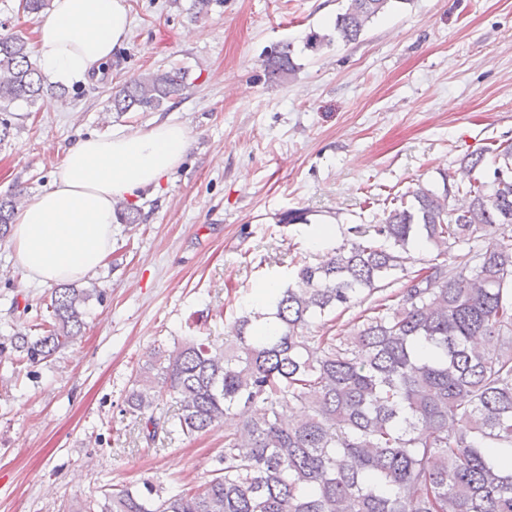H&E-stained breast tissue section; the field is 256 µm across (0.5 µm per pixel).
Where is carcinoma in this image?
Masks as SVG:
<instances>
[{"instance_id":"cac0c4a2","label":"carcinoma","mask_w":512,"mask_h":512,"mask_svg":"<svg viewBox=\"0 0 512 512\" xmlns=\"http://www.w3.org/2000/svg\"><path fill=\"white\" fill-rule=\"evenodd\" d=\"M392 0H345L328 33L303 51L352 43ZM283 83L299 65L291 44L263 59ZM182 68L134 74L112 88L109 110L153 112L189 94ZM45 86L28 41L0 33V144L22 102L62 97ZM463 157L442 190L422 185L410 202L277 288L270 313L235 321L222 348L188 336L142 366L125 398L154 437L157 387L179 405L171 427L205 433L243 416L224 438L214 477L165 496L162 487L104 494L100 512H512V143ZM462 206L452 204L457 196ZM21 193L0 197V240ZM433 247L426 260L414 251ZM457 263L448 275V258ZM401 281L394 303L362 311L349 332L316 333L326 318ZM96 283L60 284L39 336L0 343V360L34 366L77 343Z\"/></svg>"}]
</instances>
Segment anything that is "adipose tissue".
<instances>
[{"label":"adipose tissue","instance_id":"obj_1","mask_svg":"<svg viewBox=\"0 0 512 512\" xmlns=\"http://www.w3.org/2000/svg\"><path fill=\"white\" fill-rule=\"evenodd\" d=\"M129 28L125 0H51L37 28L43 73L62 84L87 80L111 62ZM188 145L187 128L164 120L145 133L115 129L69 147L49 188L16 214L12 242L25 275L55 284L103 266L115 203L159 188Z\"/></svg>","mask_w":512,"mask_h":512}]
</instances>
